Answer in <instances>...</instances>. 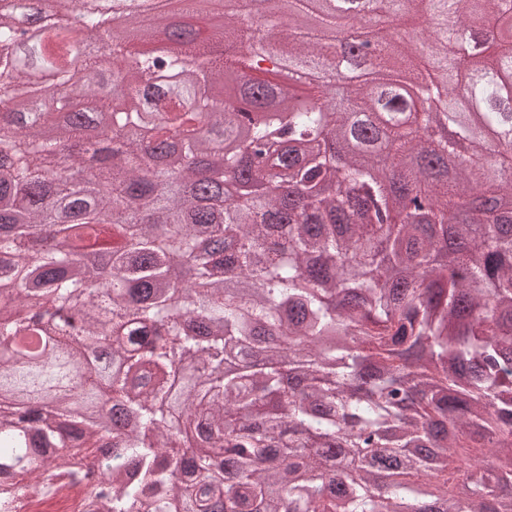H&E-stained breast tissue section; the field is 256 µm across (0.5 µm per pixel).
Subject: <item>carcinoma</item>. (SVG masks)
Instances as JSON below:
<instances>
[{"label": "carcinoma", "instance_id": "cac0c4a2", "mask_svg": "<svg viewBox=\"0 0 512 512\" xmlns=\"http://www.w3.org/2000/svg\"><path fill=\"white\" fill-rule=\"evenodd\" d=\"M42 2L36 15L0 11V207L14 225L0 236V281L35 285L0 311V512L19 498L3 475L42 498L93 477L82 512H512V218L495 213L512 181L440 167L426 218L390 204L423 161L461 141L482 155L475 127L512 133V0H387L353 17L385 45L378 86L302 94L294 84L333 64L334 12L309 32L271 23L266 0H241L205 32L186 21L160 32L139 12L115 38L83 0ZM421 7L479 12L502 37L466 66L442 24L400 50L384 44L389 20ZM76 14L111 47L110 87L94 51L61 53ZM23 24L46 43L19 45ZM263 25L271 57L218 51ZM396 54L409 73L432 61L446 111L399 88ZM75 64L110 149L56 123ZM226 70L258 118L222 97ZM461 111L470 123L454 139L414 134ZM147 121L153 147L136 136ZM232 138L217 176L278 178L294 194L236 201L216 180L196 192V163ZM168 146L185 160L176 174L158 162ZM50 207L73 222L51 224ZM32 335L39 352L21 347ZM94 345L112 373L85 372L78 349ZM104 385L112 409L142 424L110 456Z\"/></svg>", "mask_w": 512, "mask_h": 512}]
</instances>
